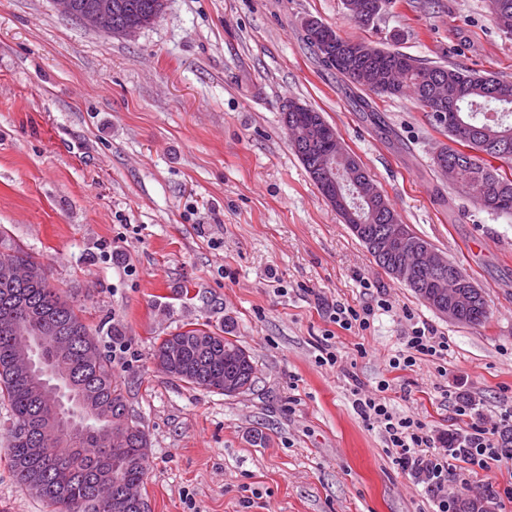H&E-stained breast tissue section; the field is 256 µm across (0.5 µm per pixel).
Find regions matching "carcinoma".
<instances>
[{"label": "carcinoma", "instance_id": "carcinoma-1", "mask_svg": "<svg viewBox=\"0 0 512 512\" xmlns=\"http://www.w3.org/2000/svg\"><path fill=\"white\" fill-rule=\"evenodd\" d=\"M137 8L121 12L118 27L141 25L152 13L155 0H135ZM321 63L377 96H400L404 91L427 109L434 126L472 150L461 168L462 182L471 187L473 199L486 210L512 217V176L499 160L512 168V156L504 157L490 149V142L512 144V81L446 65H428L412 56L390 49H379L371 59L354 60L340 68L318 53ZM448 81L452 90L446 124L436 118L429 96L439 80ZM288 122L306 128L324 124L322 113L303 105L288 113ZM303 166L320 191V179L328 156L335 146L301 143L294 147ZM22 269L21 280L0 279V398L11 411L9 465L17 480L55 507V512H136L134 503L115 493L105 494L103 485L120 482L123 488H139L144 483V449L147 434L136 419H130L122 387L112 379V365L100 351L95 336L85 324L80 309L54 288L43 266L23 247L0 253ZM460 305L467 325H482L488 320L486 300L481 289ZM37 320L48 331L67 337L70 349L60 358L87 393L83 418L88 431L74 448L59 447L50 455L39 451L30 427L40 408L37 392L18 369L15 353L23 331ZM218 334L204 324L167 336L157 346L154 360L173 377L196 388L224 378L228 369L244 380H254L255 366L250 353L237 340ZM110 427L121 438L120 461L101 441V429Z\"/></svg>", "mask_w": 512, "mask_h": 512}]
</instances>
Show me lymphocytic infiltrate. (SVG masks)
<instances>
[{
	"mask_svg": "<svg viewBox=\"0 0 512 512\" xmlns=\"http://www.w3.org/2000/svg\"><path fill=\"white\" fill-rule=\"evenodd\" d=\"M447 352V339L435 335L429 326L422 325L414 328L404 350L390 359L389 366L394 370H404L414 367L419 357L438 359ZM389 388V381H381L377 396L356 398L355 407L362 418L376 422L383 428L393 464L421 479L427 491L436 499L438 512H452L454 502L449 499L445 488L449 459L460 460L483 471L489 470L491 462L500 459V450L504 445L503 440L497 437V428L474 424L463 438L450 439L446 448H437L423 421L398 414L383 399V392Z\"/></svg>",
	"mask_w": 512,
	"mask_h": 512,
	"instance_id": "1",
	"label": "lymphocytic infiltrate"
}]
</instances>
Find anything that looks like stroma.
I'll return each mask as SVG.
<instances>
[{"label": "stroma", "instance_id": "obj_1", "mask_svg": "<svg viewBox=\"0 0 512 512\" xmlns=\"http://www.w3.org/2000/svg\"><path fill=\"white\" fill-rule=\"evenodd\" d=\"M311 18L512 80V35L486 0H389L367 27L343 0H165L156 22L110 37L50 0H0V252L19 245L41 262L112 356L150 441L151 512H435L353 390L389 381L394 410L440 448L512 408V219L433 170L449 139L411 95L376 97L367 118L359 89L305 42ZM291 101L322 112L403 222L466 269L484 325L449 321L378 267L294 153L281 120ZM338 302L376 307L369 329L333 323ZM418 322L447 338V356L391 369ZM189 323L231 330L256 366L249 392L157 367L156 345ZM329 335L332 367L317 362ZM9 444L0 402V512H53L17 481ZM448 495L512 512V453L468 483L449 475Z\"/></svg>", "mask_w": 512, "mask_h": 512}]
</instances>
